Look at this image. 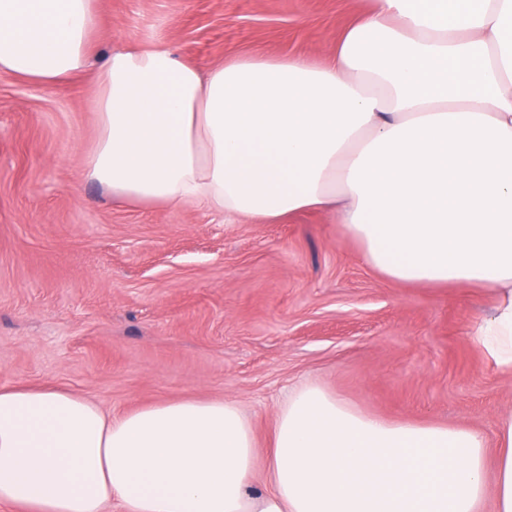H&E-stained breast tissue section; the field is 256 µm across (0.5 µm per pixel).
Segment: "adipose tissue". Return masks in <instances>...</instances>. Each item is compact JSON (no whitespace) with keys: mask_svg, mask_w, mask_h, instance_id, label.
Instances as JSON below:
<instances>
[{"mask_svg":"<svg viewBox=\"0 0 512 512\" xmlns=\"http://www.w3.org/2000/svg\"><path fill=\"white\" fill-rule=\"evenodd\" d=\"M97 23L95 0H0V75L82 74ZM93 109L85 175L117 204L327 215L392 280L477 289L472 342L512 377V0H371L319 65L117 48ZM256 448L232 401L112 414L61 387L0 388L8 512H480L488 497L512 512V411L489 438L307 382Z\"/></svg>","mask_w":512,"mask_h":512,"instance_id":"adipose-tissue-1","label":"adipose tissue"}]
</instances>
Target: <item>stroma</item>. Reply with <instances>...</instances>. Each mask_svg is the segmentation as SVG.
<instances>
[{"label":"stroma","mask_w":512,"mask_h":512,"mask_svg":"<svg viewBox=\"0 0 512 512\" xmlns=\"http://www.w3.org/2000/svg\"><path fill=\"white\" fill-rule=\"evenodd\" d=\"M368 0H97L90 69L57 85L0 76V386L63 387L103 409L236 402L266 445L315 381L393 422L493 434L512 378L469 331L471 288L404 284L363 264L327 216L278 224L187 204L122 206L86 179L93 72L163 40L201 67L327 46Z\"/></svg>","instance_id":"35a3bbf8"}]
</instances>
